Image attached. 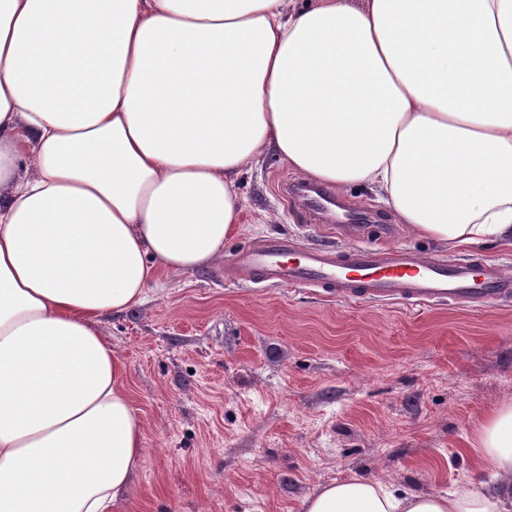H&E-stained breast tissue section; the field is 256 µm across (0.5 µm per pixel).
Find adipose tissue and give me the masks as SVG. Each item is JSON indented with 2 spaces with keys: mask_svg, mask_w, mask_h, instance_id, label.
<instances>
[{
  "mask_svg": "<svg viewBox=\"0 0 512 512\" xmlns=\"http://www.w3.org/2000/svg\"><path fill=\"white\" fill-rule=\"evenodd\" d=\"M274 155L448 249L512 245V0H0V512H110L143 452L103 320L215 263ZM512 474V403L480 424ZM303 512H512L351 478Z\"/></svg>",
  "mask_w": 512,
  "mask_h": 512,
  "instance_id": "ef3b65f1",
  "label": "adipose tissue"
}]
</instances>
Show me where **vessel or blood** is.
I'll return each mask as SVG.
<instances>
[{
  "instance_id": "vessel-or-blood-1",
  "label": "vessel or blood",
  "mask_w": 512,
  "mask_h": 512,
  "mask_svg": "<svg viewBox=\"0 0 512 512\" xmlns=\"http://www.w3.org/2000/svg\"><path fill=\"white\" fill-rule=\"evenodd\" d=\"M292 197L310 215L331 214L335 193L327 188L301 185ZM241 268L284 285L304 284L331 295L367 298L408 297L433 303H489L512 293V275L496 271L476 278L472 265H450L439 260H416L404 251L383 252L368 247L349 249L335 259L322 251L295 254L288 240H266L243 253Z\"/></svg>"
}]
</instances>
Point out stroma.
Returning a JSON list of instances; mask_svg holds the SVG:
<instances>
[{"mask_svg": "<svg viewBox=\"0 0 512 512\" xmlns=\"http://www.w3.org/2000/svg\"><path fill=\"white\" fill-rule=\"evenodd\" d=\"M303 179L258 159L239 178L243 224L223 260L160 273L144 303L101 324L143 430L141 467L112 512H303L307 496L353 476L417 494L506 483L465 447L512 402V296L431 306L225 279V265L270 237L349 249L287 201L284 186ZM337 198L366 216L363 245L512 275V247L451 251L373 192Z\"/></svg>", "mask_w": 512, "mask_h": 512, "instance_id": "35a3bbf8", "label": "stroma"}]
</instances>
